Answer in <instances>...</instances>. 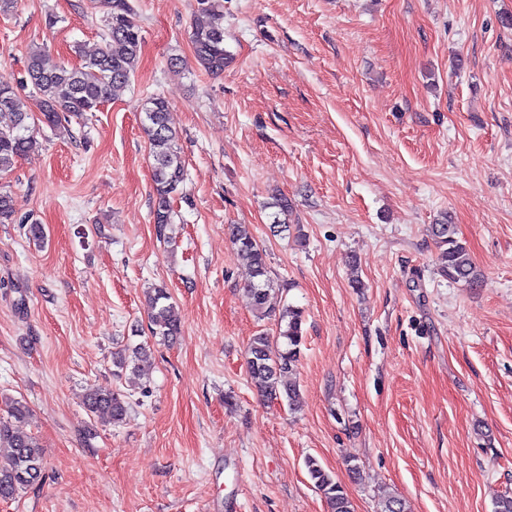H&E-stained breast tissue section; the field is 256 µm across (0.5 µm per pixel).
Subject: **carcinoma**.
<instances>
[{"label": "carcinoma", "instance_id": "carcinoma-1", "mask_svg": "<svg viewBox=\"0 0 512 512\" xmlns=\"http://www.w3.org/2000/svg\"><path fill=\"white\" fill-rule=\"evenodd\" d=\"M104 24L103 45L99 51L77 67L52 64L44 47L33 45L27 55L26 73L33 89L35 102L30 106L21 98L12 82L0 76V112L10 115V122L0 126V176L11 172L19 159L36 145L35 113L44 122L56 125L60 116L83 117L98 110L109 95L128 86L142 51V30L135 20L130 0H90ZM203 20L196 23L190 42L197 64L211 73L224 71L228 52L224 48V6L222 0H196ZM168 102L152 96L144 108L142 129L152 158V177L156 194L154 224L166 242L172 224L171 198L183 187L185 161L181 155L178 133L168 123ZM277 215L272 228L282 233L290 225L280 216H288V197L276 202ZM15 210L10 193L0 191V224H12ZM431 233L439 248L441 273L454 281L472 284L477 273L466 244L456 237L453 224H433ZM231 242L238 259L251 272L244 285L252 310L260 319H270L279 326L278 335L262 332L254 336L247 350V373L261 395L271 399L285 397L288 407L299 403V385L291 379L296 372L304 344L303 313L292 305L280 309L271 306L274 281L269 275L265 250L249 231L237 224L231 230ZM167 288L155 286L148 291V310L152 336L171 342L180 334V319L175 312ZM150 346L140 344L131 354L117 353L112 358V375L121 378L131 372L137 378H147L153 369ZM7 418L0 417V448L8 449L0 457V500H12L19 493L41 480L42 447L38 439L19 427L29 414L26 402L5 399ZM84 406L92 418L114 424L125 418L128 403L124 395L112 390H97L87 397ZM305 465L315 489L324 497L329 512H354L344 488L336 482L319 461L309 456Z\"/></svg>", "mask_w": 512, "mask_h": 512}]
</instances>
